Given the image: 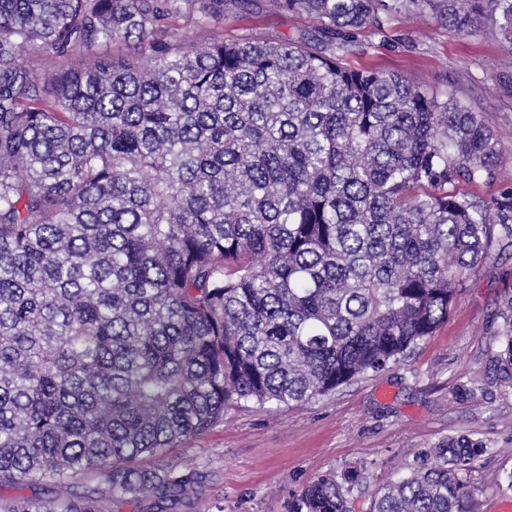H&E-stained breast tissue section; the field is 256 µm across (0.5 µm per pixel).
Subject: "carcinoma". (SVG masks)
Masks as SVG:
<instances>
[{
    "instance_id": "obj_1",
    "label": "carcinoma",
    "mask_w": 512,
    "mask_h": 512,
    "mask_svg": "<svg viewBox=\"0 0 512 512\" xmlns=\"http://www.w3.org/2000/svg\"><path fill=\"white\" fill-rule=\"evenodd\" d=\"M420 1L462 31L490 17L512 53V0ZM271 2L331 49L176 39L245 0H0V512H166L202 473L142 461L231 404H308L399 363L512 244V192L462 190L495 179L485 119L336 56L400 0ZM115 43L133 52L99 54ZM497 339L512 381V317ZM491 447L442 439L368 512H469ZM362 483L323 474L294 512H353ZM180 26L181 39L186 45L203 43L208 41L215 32L211 28H201L188 18H183L178 22Z\"/></svg>"
}]
</instances>
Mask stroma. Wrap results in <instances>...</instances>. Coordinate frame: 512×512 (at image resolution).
I'll return each mask as SVG.
<instances>
[{"label": "stroma", "mask_w": 512, "mask_h": 512, "mask_svg": "<svg viewBox=\"0 0 512 512\" xmlns=\"http://www.w3.org/2000/svg\"><path fill=\"white\" fill-rule=\"evenodd\" d=\"M474 33L430 7L394 14L384 29L366 26L342 57L357 68L399 74L440 100L469 104L491 126L501 150L493 182L473 187L494 199L512 191V53L489 18ZM225 38L270 41L302 34L320 46L319 23L249 0L228 12ZM512 315V247L495 249L471 273L443 323L399 364L361 377L313 403L229 407L207 432L182 441L156 468L199 465L198 498L171 512H293L302 489L329 471L361 466L369 483L402 472L414 455L450 435L491 439V454L469 473L471 512H488L512 472V384L501 381L494 338ZM471 394L456 398L458 386Z\"/></svg>", "instance_id": "obj_1"}]
</instances>
